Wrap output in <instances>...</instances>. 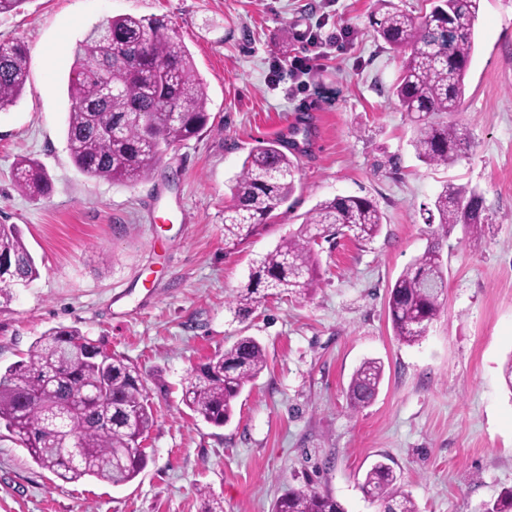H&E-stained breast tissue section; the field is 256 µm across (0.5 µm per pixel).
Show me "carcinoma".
<instances>
[{
	"label": "carcinoma",
	"mask_w": 512,
	"mask_h": 512,
	"mask_svg": "<svg viewBox=\"0 0 512 512\" xmlns=\"http://www.w3.org/2000/svg\"><path fill=\"white\" fill-rule=\"evenodd\" d=\"M480 0H437L418 20L386 13L374 20L378 35L406 54L394 94L415 125L412 144L419 160L447 167L467 140L443 117L459 110L474 51ZM112 40L108 74L95 67L102 46ZM112 95L104 97L106 80ZM28 81L27 51L16 41L0 42V110L17 102ZM67 94L66 141L75 167L91 179L135 184L146 179L170 148L197 137L209 122L208 98L192 57L156 18L113 17L78 41ZM308 144L310 126L300 122L283 141L261 142L244 159L224 209V243L239 246L267 223L294 193L297 135ZM15 187L31 198L50 190V178L33 159L17 162ZM441 227L482 228V199L447 185L435 201ZM382 216L360 196L324 200L298 230L259 260L249 283L236 297L237 312H249L259 295L303 294L319 277L314 246L349 233L358 241L376 236ZM39 274L15 224H0V294ZM448 282L439 248L431 245L388 289L387 311L396 339L421 341L438 317ZM266 368L262 344L239 338L190 374L182 402L206 423L222 427L234 416L235 401ZM384 366L367 359L347 388L357 410L378 394ZM0 424L42 468L64 483L95 478L114 487L132 482L146 468L145 451L128 453L154 426L144 381L136 367L101 348L76 327H54L38 336L26 357L0 369ZM362 489L385 512H418L401 490L399 477L383 456L366 471ZM272 512H343L328 493L313 487L289 489ZM484 512H512V489L486 504Z\"/></svg>",
	"instance_id": "cac0c4a2"
}]
</instances>
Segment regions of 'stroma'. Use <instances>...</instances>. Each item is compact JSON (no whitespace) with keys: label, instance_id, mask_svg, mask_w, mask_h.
<instances>
[{"label":"stroma","instance_id":"obj_1","mask_svg":"<svg viewBox=\"0 0 512 512\" xmlns=\"http://www.w3.org/2000/svg\"><path fill=\"white\" fill-rule=\"evenodd\" d=\"M434 0H25L0 15V41L28 53L27 89L0 111V224L20 228L39 275L0 297V367L24 358L49 328L74 326L137 367L155 423L144 471L115 488L64 483L0 426V512H272L290 486L330 493L344 512H380L360 481L388 456L418 512H478L512 488V0H481L459 112L469 146L451 166L419 161L414 127L391 87L404 54L372 19L429 13ZM133 14L156 17L189 50L210 113L199 137L176 145L146 180L90 179L66 147L73 48L92 28ZM352 37L317 61L301 92L274 86L271 65L301 55L299 36ZM315 109L303 112L304 103ZM313 130L296 190L246 243L224 244V209L249 151ZM38 160L51 178L38 199L12 169ZM480 194V234L428 223L446 184ZM372 199L379 234L318 246L320 278L307 295L266 297L245 316L234 298L261 255L336 196ZM438 244L448 288L439 317L413 345L399 343L387 289ZM266 349L267 367L214 427L182 402L190 370L238 337ZM367 358L384 364L377 397L351 409L346 390Z\"/></svg>","mask_w":512,"mask_h":512}]
</instances>
